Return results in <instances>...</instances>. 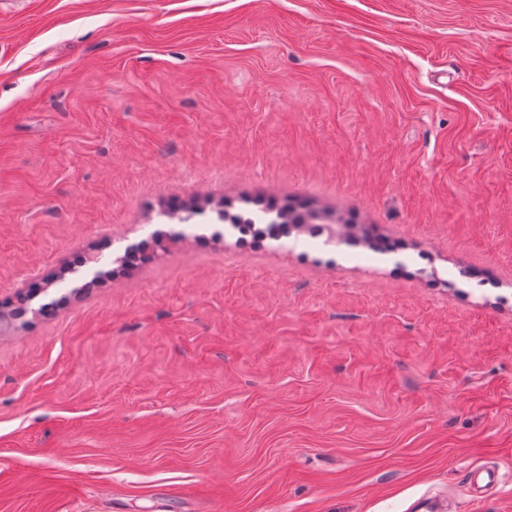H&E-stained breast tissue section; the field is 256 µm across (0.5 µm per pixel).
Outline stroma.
I'll list each match as a JSON object with an SVG mask.
<instances>
[{
  "instance_id": "1",
  "label": "stroma",
  "mask_w": 512,
  "mask_h": 512,
  "mask_svg": "<svg viewBox=\"0 0 512 512\" xmlns=\"http://www.w3.org/2000/svg\"><path fill=\"white\" fill-rule=\"evenodd\" d=\"M20 292L0 512H512V0H0ZM469 483L474 486L471 500L480 502L483 499L484 488H496L499 483V473L495 468H481L471 471Z\"/></svg>"
}]
</instances>
